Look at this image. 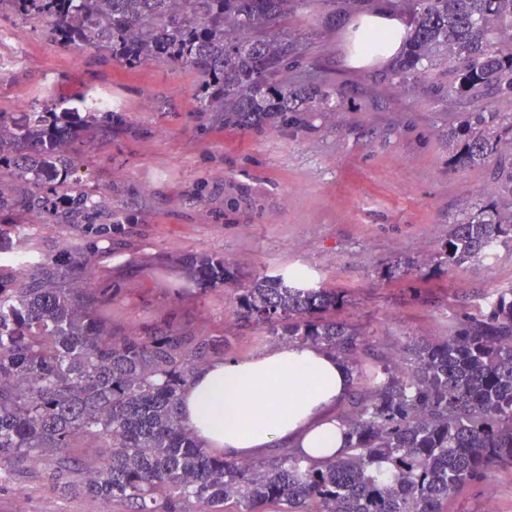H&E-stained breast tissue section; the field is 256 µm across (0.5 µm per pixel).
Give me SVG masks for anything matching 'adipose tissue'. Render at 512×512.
Here are the masks:
<instances>
[{
  "instance_id": "ef3b65f1",
  "label": "adipose tissue",
  "mask_w": 512,
  "mask_h": 512,
  "mask_svg": "<svg viewBox=\"0 0 512 512\" xmlns=\"http://www.w3.org/2000/svg\"><path fill=\"white\" fill-rule=\"evenodd\" d=\"M405 25L383 10L360 20L362 38L379 44L355 62L390 61L403 50ZM353 379L324 350L279 344L259 354L213 361L200 368L181 395L182 423L212 451L249 460L289 448L313 460L342 456L347 426L337 409Z\"/></svg>"
}]
</instances>
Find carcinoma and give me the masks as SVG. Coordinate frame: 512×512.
Here are the masks:
<instances>
[{
  "label": "carcinoma",
  "mask_w": 512,
  "mask_h": 512,
  "mask_svg": "<svg viewBox=\"0 0 512 512\" xmlns=\"http://www.w3.org/2000/svg\"><path fill=\"white\" fill-rule=\"evenodd\" d=\"M38 19L64 47H92L133 69L182 65L198 76L196 112L204 128L261 133L301 126L300 115L332 101L308 57V43L288 32V18L312 0H0ZM408 19V48L391 74L397 88L435 97L512 100V0H392ZM451 65L431 74L433 57ZM108 109L68 112L47 101L29 112L0 110V223L35 213L78 215L83 242L59 264L33 238L0 246V482L29 462L68 492L80 465L72 449L96 439L110 449L82 486L85 495L126 512H445L468 481L512 467V289L448 335L410 341L393 376L391 359L366 377L369 395L346 417L348 451L307 463L291 450L272 461L227 460L181 424L180 395L195 370L224 356V337L195 336L166 322L116 335L99 309L112 299L99 287L91 255L112 232L94 224L91 195L70 175L93 142L127 129ZM450 162L486 166L512 195V117L479 107L448 131ZM512 224L493 202L450 225L433 266L488 259ZM186 264L201 282L227 281L223 260ZM334 288L295 274L258 273L240 289L233 315L271 336L312 344L362 376L370 350L359 328L336 318Z\"/></svg>",
  "instance_id": "obj_1"
}]
</instances>
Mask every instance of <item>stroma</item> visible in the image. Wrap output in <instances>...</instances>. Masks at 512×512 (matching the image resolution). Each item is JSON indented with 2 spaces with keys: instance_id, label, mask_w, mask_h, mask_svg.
Returning <instances> with one entry per match:
<instances>
[{
  "instance_id": "35a3bbf8",
  "label": "stroma",
  "mask_w": 512,
  "mask_h": 512,
  "mask_svg": "<svg viewBox=\"0 0 512 512\" xmlns=\"http://www.w3.org/2000/svg\"><path fill=\"white\" fill-rule=\"evenodd\" d=\"M326 13L312 0L289 28L308 36L310 61L337 90L334 106L303 113L295 131L203 134L190 68L129 70L92 48H62L39 23L0 12L1 109L25 112L50 99L78 112L105 90L129 123L110 143L88 148L76 172L98 189L101 223L124 228L92 256L101 287L114 292L104 308L114 332L169 320L197 336L223 333L225 356L254 355L278 340L236 325V289L256 272L301 267L314 284L345 292L338 316L368 336L375 353L362 365L370 373L377 354L396 358L413 338L445 335L512 288V239L488 260L387 277L397 258L438 252L449 225L483 203L512 214V198L501 196L487 168L448 164V130L474 102L398 90L387 63L354 66L351 38L363 9L347 5L332 28ZM82 230L60 219L6 228L8 239L34 236L42 253L60 258L81 243ZM190 255L226 260L233 281L201 289L181 265ZM45 469L30 465L0 487V512H123L77 490L59 495ZM445 512H512V470L464 484Z\"/></svg>"
}]
</instances>
